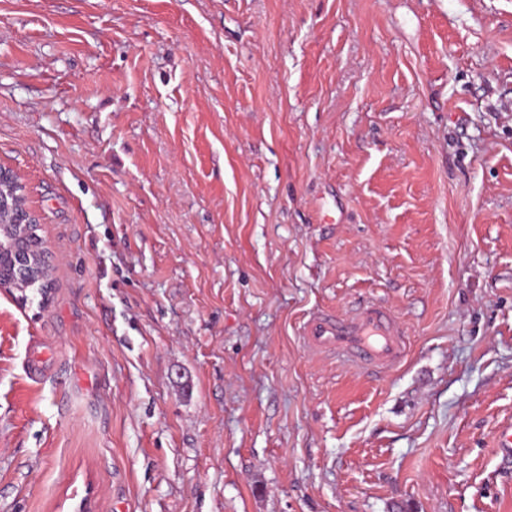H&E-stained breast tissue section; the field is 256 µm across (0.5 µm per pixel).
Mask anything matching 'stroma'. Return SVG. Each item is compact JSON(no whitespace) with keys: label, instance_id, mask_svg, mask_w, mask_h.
<instances>
[{"label":"stroma","instance_id":"35a3bbf8","mask_svg":"<svg viewBox=\"0 0 512 512\" xmlns=\"http://www.w3.org/2000/svg\"><path fill=\"white\" fill-rule=\"evenodd\" d=\"M0 162V512H512V0H0ZM0 223V257H8L12 280L2 285L0 279L1 290L37 287L53 280L52 256L42 248L38 233L40 217L28 206L26 185L18 173L3 165H0ZM301 336L310 351L336 354L364 368L396 367L407 350L398 317L378 303L361 304L348 316L315 314L303 323Z\"/></svg>","mask_w":512,"mask_h":512}]
</instances>
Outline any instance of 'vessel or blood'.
<instances>
[{
	"instance_id": "1",
	"label": "vessel or blood",
	"mask_w": 512,
	"mask_h": 512,
	"mask_svg": "<svg viewBox=\"0 0 512 512\" xmlns=\"http://www.w3.org/2000/svg\"><path fill=\"white\" fill-rule=\"evenodd\" d=\"M301 334L310 351L336 354L364 368L396 367L407 350L398 317L378 303L359 305L348 316L315 314L304 322Z\"/></svg>"
}]
</instances>
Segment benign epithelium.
I'll return each instance as SVG.
<instances>
[{
  "label": "benign epithelium",
  "instance_id": "1",
  "mask_svg": "<svg viewBox=\"0 0 512 512\" xmlns=\"http://www.w3.org/2000/svg\"><path fill=\"white\" fill-rule=\"evenodd\" d=\"M0 256L8 257L11 282L0 288L37 287L53 278L50 252L42 248L40 217L27 204L26 185L17 172L0 165Z\"/></svg>",
  "mask_w": 512,
  "mask_h": 512
}]
</instances>
